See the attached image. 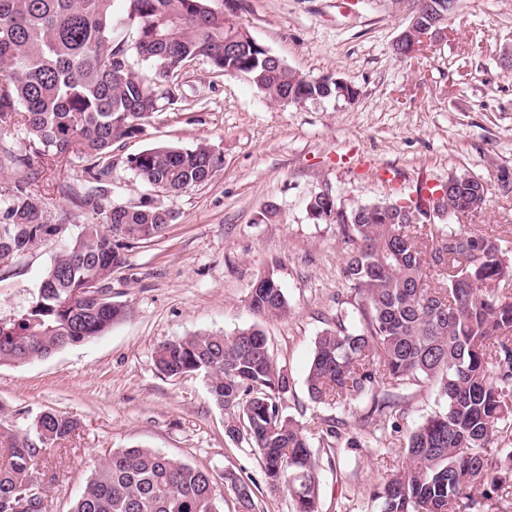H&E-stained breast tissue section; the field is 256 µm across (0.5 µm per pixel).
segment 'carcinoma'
<instances>
[{
  "instance_id": "1",
  "label": "carcinoma",
  "mask_w": 512,
  "mask_h": 512,
  "mask_svg": "<svg viewBox=\"0 0 512 512\" xmlns=\"http://www.w3.org/2000/svg\"><path fill=\"white\" fill-rule=\"evenodd\" d=\"M126 2L131 42L115 38L113 0H0V130L23 125L30 160L76 154L86 162L85 175L101 180L112 147L145 135L160 101L174 103L180 70L195 60L247 77L274 102L352 94V85L302 75L247 39L226 45L243 25L224 13V0ZM132 50L148 72L133 66ZM126 164L155 192L177 194L210 180L223 158L207 142L159 144ZM423 190L396 208L393 221L378 214L393 201L347 209L335 199H310L311 220L339 225L349 244L342 275L352 310L316 338L306 387L316 404L371 398L360 422L383 429L406 414L408 387L437 386L442 409L411 428L401 467L373 498L378 512H471L473 489L483 488L488 498L512 476V447L494 446L512 425V293L501 288L512 280V249L468 224H431L422 209L432 202L446 213L475 216L487 202L486 182L461 174L440 198L436 186ZM6 219L0 256L14 259L62 232L20 185ZM174 220L146 197L135 205L114 202L105 223L82 225L55 253L33 304L0 322V363L48 358L123 320L128 307L113 299L112 275L128 266V247L162 237ZM258 280L250 309L260 317L288 316L275 268ZM155 364L168 377L203 374L224 410L226 436L257 452L268 487L288 499L291 512H319L318 462L302 423L283 411L288 371L273 358L260 325L164 342ZM77 427L57 412L42 414L31 435L0 426L10 441L0 464V512H46L37 508L45 487L33 475L34 461ZM221 480L150 448H115L70 512H223L226 491L235 512H259L247 482L232 472Z\"/></svg>"
}]
</instances>
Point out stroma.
<instances>
[{
	"instance_id": "stroma-1",
	"label": "stroma",
	"mask_w": 512,
	"mask_h": 512,
	"mask_svg": "<svg viewBox=\"0 0 512 512\" xmlns=\"http://www.w3.org/2000/svg\"><path fill=\"white\" fill-rule=\"evenodd\" d=\"M237 21L291 69L343 78L357 94L304 105L276 103L247 80L213 74L203 62L177 78L176 102L157 112L145 135L115 146L117 166L87 180L85 162L0 168V214L18 184L42 201L59 237L0 266V320L36 300L55 253L101 211L81 206L88 192L103 204L151 195L126 160L157 144L210 143L224 165L208 182L163 198L177 219L156 241L132 245L113 276L129 313L104 335L26 364H0V424L29 433L50 411L78 422L41 456L34 471L51 512H69L101 457L140 446L253 482L261 512H288L271 491L257 453L228 440L224 413L199 374L167 377L154 362L163 342L198 332L230 334L261 324L290 378L286 414L301 421L320 463L319 512H377L375 487L402 463L412 424L439 410L436 387H413L406 419L379 432L375 448H331L322 421L340 417L358 433L367 399L313 403L305 377L314 342L349 311L342 266L348 250L338 225L308 217L310 197L329 188L341 206L411 196L420 182L470 173L491 187L478 224L512 247V0H460L448 36L401 60L393 43L408 22L390 0H238ZM276 204V223L259 222ZM276 266L287 317L258 321L250 289Z\"/></svg>"
}]
</instances>
